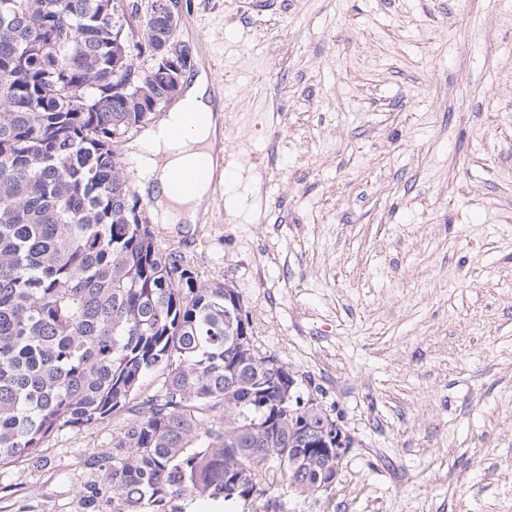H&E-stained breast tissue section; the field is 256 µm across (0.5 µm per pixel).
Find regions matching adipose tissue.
Segmentation results:
<instances>
[{
    "instance_id": "adipose-tissue-1",
    "label": "adipose tissue",
    "mask_w": 512,
    "mask_h": 512,
    "mask_svg": "<svg viewBox=\"0 0 512 512\" xmlns=\"http://www.w3.org/2000/svg\"><path fill=\"white\" fill-rule=\"evenodd\" d=\"M207 91L206 73L196 74L166 119L149 131L138 146L145 184L168 224L190 228L202 219L199 205L210 190L209 181L198 182L188 194L179 192L175 181L179 174L193 168L200 157L214 153L218 118L212 113ZM194 112L207 113L206 123L190 124L188 116Z\"/></svg>"
}]
</instances>
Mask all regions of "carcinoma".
Returning <instances> with one entry per match:
<instances>
[{
    "label": "carcinoma",
    "instance_id": "cac0c4a2",
    "mask_svg": "<svg viewBox=\"0 0 512 512\" xmlns=\"http://www.w3.org/2000/svg\"><path fill=\"white\" fill-rule=\"evenodd\" d=\"M172 40L152 12L130 47L115 0H0V468L126 410L160 370L98 460L112 512H183L188 498L244 509L342 468L320 452L339 424L318 403L282 404L288 368L259 351L239 292L133 223L121 147L172 86L156 63ZM120 49L134 84L114 94ZM290 448L312 449L305 472Z\"/></svg>",
    "mask_w": 512,
    "mask_h": 512
}]
</instances>
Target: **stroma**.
I'll use <instances>...</instances> for the list:
<instances>
[{"label": "stroma", "mask_w": 512, "mask_h": 512, "mask_svg": "<svg viewBox=\"0 0 512 512\" xmlns=\"http://www.w3.org/2000/svg\"><path fill=\"white\" fill-rule=\"evenodd\" d=\"M224 87V177L160 248L229 281L352 438L250 512H512V0H180ZM121 423L0 468V512H85Z\"/></svg>", "instance_id": "35a3bbf8"}]
</instances>
